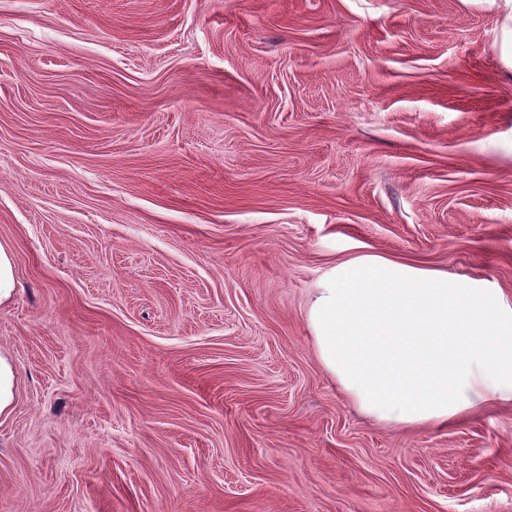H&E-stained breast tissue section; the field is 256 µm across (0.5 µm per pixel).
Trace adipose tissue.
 <instances>
[{
    "label": "adipose tissue",
    "instance_id": "obj_1",
    "mask_svg": "<svg viewBox=\"0 0 512 512\" xmlns=\"http://www.w3.org/2000/svg\"><path fill=\"white\" fill-rule=\"evenodd\" d=\"M307 323L325 371L377 422L512 402V299L484 282L361 252L325 274Z\"/></svg>",
    "mask_w": 512,
    "mask_h": 512
}]
</instances>
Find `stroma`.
<instances>
[{"label":"stroma","mask_w":512,"mask_h":512,"mask_svg":"<svg viewBox=\"0 0 512 512\" xmlns=\"http://www.w3.org/2000/svg\"><path fill=\"white\" fill-rule=\"evenodd\" d=\"M485 0H0V512H512V405L364 416L313 290L355 246L512 298ZM14 290L12 255L6 247L0 244V308L10 304ZM20 389L21 381L11 355L0 349V419L6 420L13 414Z\"/></svg>","instance_id":"stroma-1"}]
</instances>
